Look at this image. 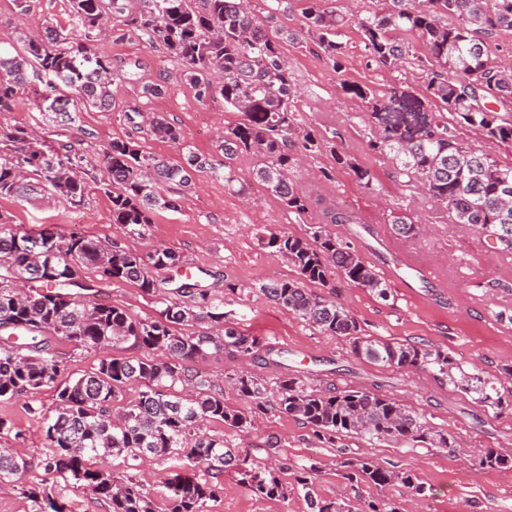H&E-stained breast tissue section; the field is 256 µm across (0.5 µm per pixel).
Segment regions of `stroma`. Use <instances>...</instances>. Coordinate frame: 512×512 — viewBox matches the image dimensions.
Listing matches in <instances>:
<instances>
[{
    "mask_svg": "<svg viewBox=\"0 0 512 512\" xmlns=\"http://www.w3.org/2000/svg\"><path fill=\"white\" fill-rule=\"evenodd\" d=\"M122 12L110 13L112 32L94 43L93 49L112 63V109L102 112L88 108L79 112L71 127L59 126L45 113L26 109L0 114V122L21 124L33 129L47 143L67 138L83 140L89 152L100 153L112 140L136 141L143 154L166 160L179 156L177 145L145 135L126 118L130 108L142 114L164 113L179 127L184 141L213 163L223 156L216 148L218 134L240 121L237 112L224 109L222 98L199 101L185 80L178 61L145 39L126 33L124 20L135 13L139 0H121ZM34 19L28 32L38 35L43 25L66 31L74 27L70 0H30ZM342 68L333 71L331 63L315 44L297 47L282 43L290 63V76L299 91L295 118L300 127L314 131L329 141L328 152L306 157L296 178L308 196L303 215L288 211L274 196L252 187L249 196L225 188L223 181L196 176L191 188L178 189L180 208L158 212L146 236L127 235L112 221V204L99 183L88 182L86 201L77 210L56 205L42 198L18 202L0 197V212L8 214L20 232L37 233L54 229L78 231L104 243L114 242L129 251L145 252L169 248L200 269L202 286L222 291L225 281L239 289L224 310L239 330L262 339L265 345L283 351L286 368L265 364L255 357L241 363L224 354L196 360L224 392L227 405L249 411L250 405L232 390L230 375L240 370L275 379L282 373L302 378L310 385L339 388L363 386L402 400L423 417L429 427L454 433L460 449L409 448L394 441L368 445L348 439L347 452L316 443L308 428L294 417L270 412L258 420L255 431L235 432L221 423L207 422L203 430L224 436L233 447L248 450L269 435L280 438L282 457L289 468L282 471L285 482H292L295 466L315 463V487L327 500L359 498L364 501L391 499L402 512H512V467L482 469L475 465L472 450L492 449L512 455V406L494 409L476 402L469 395L437 380L432 374L407 368L370 363L355 357L347 338L331 336L312 327L299 316L269 301L261 285L278 278H296L288 261L268 245L270 234L285 232L308 236L312 225L323 223L327 204L348 208L361 216H375L378 224L389 225L394 212L406 214L416 223V232L398 238L403 250L426 262L447 281V288L428 282L411 288L393 287L389 301L370 291L349 286L332 278L330 287L314 286L316 294L334 295L358 321L364 335L401 343L420 344L448 352L469 372L496 376L501 394L512 393V376L503 374L512 365V253L485 250V234L478 228L457 223L444 207L434 202L416 181L400 176L388 156L372 151V125L357 100L345 95L342 82H355L386 92L398 88L425 97L427 71L419 66L424 46H417L416 61L397 70L379 66L365 49L356 26H348L342 38ZM139 61L135 82L122 77L129 62ZM164 81L163 98L146 96L143 85ZM353 158L375 176V190L360 186L352 172L337 165L333 152ZM332 232L348 242L380 277H387L394 261L392 252L371 238L361 237L353 224H335ZM84 282L95 286L98 296L112 305L144 317L153 314V299L137 285L126 281L103 283L96 269H85ZM61 378H74L91 371L101 359L121 356V349L82 351L66 342L56 343ZM0 418L15 429L0 434V448H9L31 467L25 475L30 484L55 485L69 512H109L108 506L83 489L56 479L44 471L39 460L46 453L42 427L27 413L25 399L0 401ZM370 456L395 471H413L426 488L425 497L414 496L401 485L384 488L367 483L350 486L340 475L344 456ZM221 488L209 512H308L302 496L268 499L252 493L241 476L224 472L216 479Z\"/></svg>",
    "mask_w": 512,
    "mask_h": 512,
    "instance_id": "obj_1",
    "label": "stroma"
}]
</instances>
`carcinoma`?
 Returning <instances> with one entry per match:
<instances>
[{"mask_svg": "<svg viewBox=\"0 0 512 512\" xmlns=\"http://www.w3.org/2000/svg\"><path fill=\"white\" fill-rule=\"evenodd\" d=\"M314 0L300 28L286 31L293 45L313 41L340 67L344 29L351 23L336 6ZM381 13L359 18L356 26L374 60L395 70L412 55L405 36L424 45L430 78L428 96L440 107L432 112L424 101L396 88L381 93L342 82L343 92L360 100L377 129L374 150L392 155L401 173L416 179L427 194L454 214L457 222L479 227L498 249L512 251V166L502 167L491 154L459 141L457 123L482 132L491 143L512 144V74L491 61L486 38L512 30V0H385ZM77 28L61 34L47 26L40 37L16 29L22 50L0 48V113L21 108L22 87L43 86L33 102L54 122L72 125L87 107L112 110V62L89 44L107 30L105 0H71ZM275 14L259 18L248 0H140L139 10L125 25L176 59L183 75L205 101L219 96L224 108L242 119L224 129L217 149L224 166L217 168L184 144L181 131L161 112L143 124L146 135L180 148L175 161L146 156L128 140H114L101 154L91 155L72 144L57 148L37 139L17 124L0 123V197L25 202L39 194L71 209L85 203V176L102 175V187L112 202V223L128 234L143 236L160 210L179 209L172 186L187 187L206 174L224 180L228 189L244 194L233 161L244 153L259 163L253 179L291 212L302 215L308 199L299 190L293 170L298 156L322 152L327 140L299 127L298 91L280 45L270 35ZM498 108H490L488 102ZM336 164L349 168L369 189L370 170L331 150ZM329 224H360L361 217L337 207L324 212ZM393 232L409 237L415 225L407 215L391 221ZM268 245L286 258L300 280H274L262 293L324 333L343 336L353 354L370 362L427 371L460 391L494 408L503 406L495 379L470 373L448 353L415 344L378 340L362 335L357 320L335 300L312 293L303 282L323 287L331 270L347 284L390 298L391 286L348 244L322 225L309 237L273 234ZM101 280L128 281L153 297L155 315L138 317L127 310L90 297L93 286L82 281L86 267ZM180 255L168 248L145 253L103 245L78 233H20L10 217L0 214V400L39 392H56L49 417L39 405L27 406L42 424L47 447L43 468L109 504L111 512H157L156 497L166 499L165 512H207L218 497L213 482L175 474L155 491L135 475L118 476L98 462L141 457L171 458L183 468L201 466L211 475L234 470L256 494L288 499L303 494L310 512H400L391 500L363 505L350 499L324 500L315 490L316 467L297 468L294 482L284 483L278 471L261 466L232 447L222 435L201 432L204 421L220 422L235 431H248L269 411L287 414L331 448L336 440L357 437L369 443L395 440L410 447H456L450 432L427 427L412 409L392 397L366 388L317 389L299 377L283 375L271 383L249 372L232 377L238 394L252 404L245 414L224 402V395L197 372L192 363L213 353L248 360L263 348L226 324L224 297L200 287L185 272ZM171 272L163 279L159 273ZM69 342L78 350L127 345L131 353L103 359L97 368L77 378L60 380L59 359L51 340ZM140 350L157 352L144 357ZM134 399L126 400L132 386ZM509 457L488 450L478 458L483 469L501 468ZM30 463L10 448H0V488L21 487L33 512H64L57 493L44 484L20 485ZM350 485L395 483L417 496L426 488L410 471L391 470L371 457L341 462Z\"/></svg>", "mask_w": 512, "mask_h": 512, "instance_id": "carcinoma-1", "label": "carcinoma"}]
</instances>
